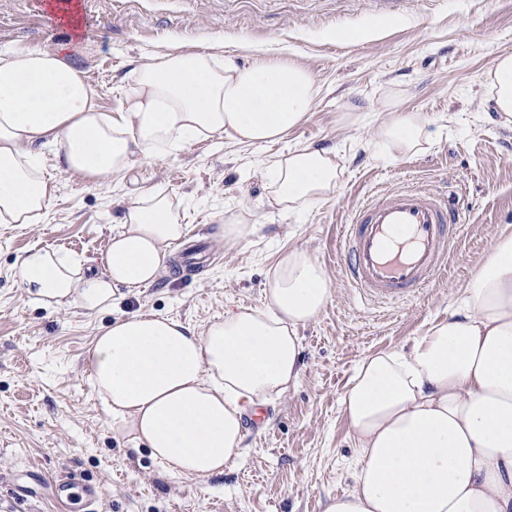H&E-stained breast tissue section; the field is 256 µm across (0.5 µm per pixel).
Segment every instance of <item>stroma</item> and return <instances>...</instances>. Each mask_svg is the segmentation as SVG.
Returning <instances> with one entry per match:
<instances>
[{
	"instance_id": "obj_1",
	"label": "stroma",
	"mask_w": 512,
	"mask_h": 512,
	"mask_svg": "<svg viewBox=\"0 0 512 512\" xmlns=\"http://www.w3.org/2000/svg\"><path fill=\"white\" fill-rule=\"evenodd\" d=\"M84 36L0 0V45L60 50L82 69L102 111L120 107L134 66L172 43L238 63L281 59L308 69L321 94L284 140L199 139L120 175L83 179L42 153L57 194L40 224H0V512H66L52 477L69 471L99 490L97 512H325L352 490L357 454L340 401L361 359L409 346L447 317L494 238L512 227V132L500 127L486 74L512 54V0H79ZM428 122L432 143L403 155L377 134L388 98ZM336 148V194L302 214L272 201L268 163L301 146ZM407 185L458 194L465 228L439 278L415 299L362 303L338 262L342 230L369 198ZM146 189L181 202L187 226L168 272L110 309L45 306L22 286L33 247L61 250L103 272L113 233ZM258 225L235 248L225 216ZM308 251L330 299L301 329L300 378L247 429L235 466L211 477L167 473L130 451L92 390L88 351L112 321L161 313L204 329L258 306L281 252Z\"/></svg>"
}]
</instances>
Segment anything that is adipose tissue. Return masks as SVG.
Here are the masks:
<instances>
[{
  "instance_id": "adipose-tissue-1",
  "label": "adipose tissue",
  "mask_w": 512,
  "mask_h": 512,
  "mask_svg": "<svg viewBox=\"0 0 512 512\" xmlns=\"http://www.w3.org/2000/svg\"><path fill=\"white\" fill-rule=\"evenodd\" d=\"M116 112L94 102L83 71L58 52L0 46V224H37L55 182L39 147L81 178L116 175L199 138L262 145L298 125L321 88L290 62L237 64L174 46L132 71ZM502 127L512 130V54L487 74ZM377 132L401 154L431 141L420 114L389 104ZM336 151L302 147L269 171L273 201L289 213L332 197ZM170 195L142 192L113 235L105 275L59 251L35 247L22 283L46 305L111 307L167 271L185 235ZM263 307L240 306L196 332L180 319L136 314L112 323L90 351V384L132 448L147 447L171 474L223 473L244 453L248 406L288 391L300 377L299 331L325 308L321 266L284 251ZM341 405L360 468L352 491L325 512H512V233L498 236L457 310L410 349L362 359Z\"/></svg>"
}]
</instances>
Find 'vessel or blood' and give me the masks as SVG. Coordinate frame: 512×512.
Segmentation results:
<instances>
[{
  "mask_svg": "<svg viewBox=\"0 0 512 512\" xmlns=\"http://www.w3.org/2000/svg\"><path fill=\"white\" fill-rule=\"evenodd\" d=\"M462 227V210L449 197L394 188L356 209L342 235L340 265L361 299L409 301L440 274Z\"/></svg>",
  "mask_w": 512,
  "mask_h": 512,
  "instance_id": "obj_1",
  "label": "vessel or blood"
}]
</instances>
